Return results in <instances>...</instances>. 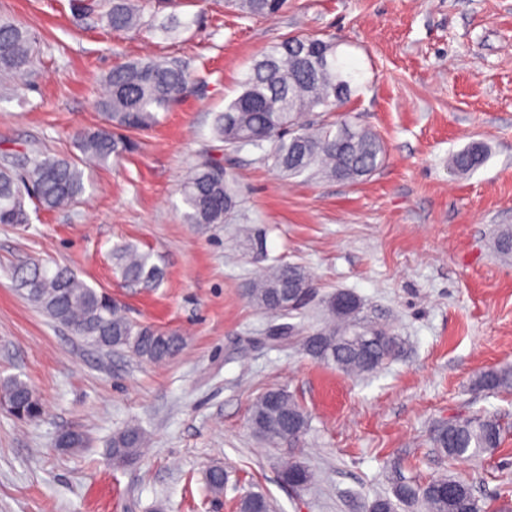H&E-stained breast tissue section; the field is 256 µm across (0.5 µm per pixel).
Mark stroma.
<instances>
[{"mask_svg": "<svg viewBox=\"0 0 512 512\" xmlns=\"http://www.w3.org/2000/svg\"><path fill=\"white\" fill-rule=\"evenodd\" d=\"M172 12L187 24L175 37L111 31L73 16L69 0H0V20L26 25L41 59L26 84L0 76V166L34 152L78 158L77 133L104 123L96 101L114 66L179 60L193 74L154 125L126 131L131 151L88 170L77 204L0 224V380L20 377L42 404L35 420L0 408V512H238L248 491L272 512H367L398 478L445 474L512 512V394L474 384L512 366V260L491 247L512 224V0H288L270 20L181 0L159 14ZM299 32L332 40L356 71L344 110L385 146L361 183L288 179L262 150L211 138L254 60ZM474 141L486 163L454 172L452 155ZM205 150L238 185L225 224L183 218L180 185ZM254 233L265 260L242 244ZM124 243L151 252L159 285L121 280L112 250ZM35 261L68 266L133 320L178 331L182 350L150 363L87 344L18 291L14 268ZM276 263L305 266L318 295L285 336L247 294ZM339 290L404 343L375 373L304 351L327 318L323 297ZM272 388L307 411L298 440L253 434L250 410ZM484 412L506 429L495 453L470 464L434 448L448 419ZM132 420L146 451L113 465L112 438ZM67 431L85 447L61 451ZM291 458L313 473L307 487L281 483ZM215 464L227 474L219 496L204 480Z\"/></svg>", "mask_w": 512, "mask_h": 512, "instance_id": "35a3bbf8", "label": "stroma"}]
</instances>
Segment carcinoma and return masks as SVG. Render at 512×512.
I'll return each mask as SVG.
<instances>
[{"instance_id":"cac0c4a2","label":"carcinoma","mask_w":512,"mask_h":512,"mask_svg":"<svg viewBox=\"0 0 512 512\" xmlns=\"http://www.w3.org/2000/svg\"><path fill=\"white\" fill-rule=\"evenodd\" d=\"M287 0H224L246 18H274ZM78 17L91 15L114 31L150 29L162 0H69ZM39 64V51L30 30L19 22L0 23V73L23 78ZM189 72L178 60H133L115 67L104 78V91L97 100L106 127L88 129L78 138L82 157L77 161L35 153L23 158L18 170H0V224H26L25 200L37 209L56 210L75 203L85 192L84 170L119 157L129 142L117 129H144L157 121L186 92ZM354 75L336 55V45L316 34L289 35L255 61L243 82L242 93L224 111L215 115L213 138L227 149L247 145L262 149L264 159L289 177L318 175L354 184L371 175L382 164L385 148L380 137L358 125L345 113L336 122L323 119L347 101ZM487 149L473 142L452 158L455 170L468 173L482 167ZM184 217L190 224H222L237 206L238 190L224 163L207 154L189 167L181 185ZM495 252L512 255V227H499L493 237ZM113 257L129 283L154 284L161 269L151 255L132 245L114 249ZM13 278L27 291V297L52 321L73 328L87 343L128 348L149 362L177 355L183 339L176 333L160 331L131 321L120 305L104 291H98L67 267L54 270L33 263L14 270ZM251 300L278 318L302 310L315 296L310 273L298 264H276L252 284ZM330 321L307 336L304 350L313 360L334 364L353 373H373L402 351V341L388 327L361 316V302L348 291H338L323 300ZM475 385L491 393L512 391V369H490L481 373ZM31 386L18 377L0 382V392L23 399L13 415L34 420L42 413L40 401L29 395ZM253 431L275 442L305 433L308 415L288 392L269 389L255 402L250 416ZM504 427L489 414L452 419L434 434L437 450L450 460L474 462L500 447ZM145 436L137 425H128L112 439V462L136 459ZM281 474L291 487L301 489L313 480L309 469L297 460L283 463ZM226 477L221 465L206 470L205 482L215 494L224 491ZM418 503L424 512H487L484 501L469 484L443 475L424 485L401 480L392 496L379 497L368 512H396L401 504ZM271 504L261 493L241 498L239 512H270Z\"/></svg>"}]
</instances>
